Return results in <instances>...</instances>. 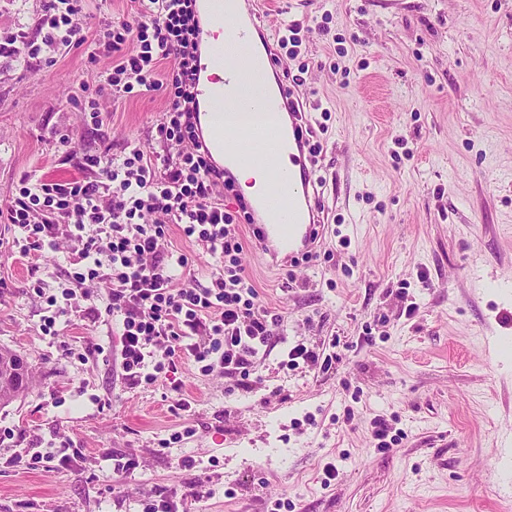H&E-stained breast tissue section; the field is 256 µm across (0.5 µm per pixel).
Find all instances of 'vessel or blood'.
Returning a JSON list of instances; mask_svg holds the SVG:
<instances>
[{
    "label": "vessel or blood",
    "mask_w": 512,
    "mask_h": 512,
    "mask_svg": "<svg viewBox=\"0 0 512 512\" xmlns=\"http://www.w3.org/2000/svg\"><path fill=\"white\" fill-rule=\"evenodd\" d=\"M229 31L234 42L245 53L263 48L260 62L274 69L275 38L258 12L248 20L226 19L223 13L206 8L197 32L201 46L194 60L196 80L194 97L200 106V118L223 111L243 77L234 71L215 68L213 61L221 56V45L215 44V32ZM296 92L285 81H278L276 90L267 92L262 102L267 111L280 116L281 121L265 138L247 134L220 133L207 128L204 145L210 153L243 163L267 168L271 173L269 187L256 196L245 198L244 204L252 218L249 231L253 246L269 267H292L294 261L314 256L323 245L325 221L329 206L316 188L317 178L312 167L303 126L310 122L306 113L293 109Z\"/></svg>",
    "instance_id": "b4317fda"
}]
</instances>
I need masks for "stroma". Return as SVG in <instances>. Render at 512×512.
<instances>
[{
  "label": "stroma",
  "instance_id": "stroma-1",
  "mask_svg": "<svg viewBox=\"0 0 512 512\" xmlns=\"http://www.w3.org/2000/svg\"><path fill=\"white\" fill-rule=\"evenodd\" d=\"M290 2L259 7L272 31L310 28L283 68L305 79L331 222L311 266L243 253L284 319L277 345L245 375L184 362L129 387L119 322L41 330L52 309L29 285L56 293L66 246L30 262L0 223V346L34 373L0 408V454L81 451L51 471L0 467V512H144L159 493L187 495L189 512H512L488 491L512 483V0ZM43 4L0 0V40L34 34ZM93 47L0 54V204L24 178H89L86 152L155 148L164 91L110 97ZM75 97L102 104L101 126ZM299 343L331 367H280ZM378 418L398 439L387 451ZM129 453L139 467L114 477Z\"/></svg>",
  "mask_w": 512,
  "mask_h": 512
}]
</instances>
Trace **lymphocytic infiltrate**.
<instances>
[{
    "label": "lymphocytic infiltrate",
    "instance_id": "1",
    "mask_svg": "<svg viewBox=\"0 0 512 512\" xmlns=\"http://www.w3.org/2000/svg\"><path fill=\"white\" fill-rule=\"evenodd\" d=\"M133 14L100 21L87 0H45L38 31L0 43L37 57L86 41L99 28L94 54L109 59L101 84L113 93L164 90L167 108L156 125L162 153L133 146L123 157L100 149L83 157V181L21 180L0 206V223L17 227L19 252L34 257L66 236L73 256L68 288L49 297L58 317L81 312L88 284L109 285L94 318L119 319L120 365L129 384H151L187 360L202 374L247 370L267 353L280 315L260 304L241 254L243 219L222 201L224 174L201 143L192 93L198 48L196 0H137ZM169 61L159 71L161 61ZM218 259L207 283L196 282L186 255H174L171 227Z\"/></svg>",
    "mask_w": 512,
    "mask_h": 512
}]
</instances>
